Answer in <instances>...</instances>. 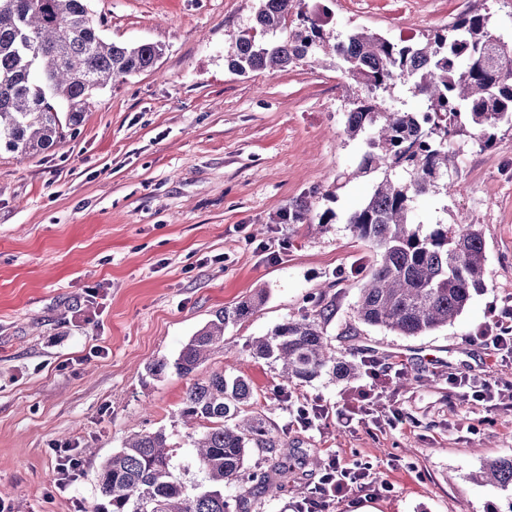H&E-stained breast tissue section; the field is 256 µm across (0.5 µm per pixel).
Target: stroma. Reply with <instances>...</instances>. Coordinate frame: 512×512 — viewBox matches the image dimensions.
<instances>
[{
  "label": "stroma",
  "instance_id": "stroma-1",
  "mask_svg": "<svg viewBox=\"0 0 512 512\" xmlns=\"http://www.w3.org/2000/svg\"><path fill=\"white\" fill-rule=\"evenodd\" d=\"M468 0H333L337 32L366 27L419 41ZM259 0H91L107 38L161 44L157 65L104 90L76 132L41 155L0 151V507L93 512L94 475L137 432H164L177 476L206 483L180 408L191 379L173 367L214 313L257 299L196 371L240 375L288 438L299 494L263 497L294 512L329 458L368 467L371 483L329 512H506L512 493L473 481L512 456V404L465 401L448 375L512 381V362L473 343L493 309L512 302V131L492 148L457 144L450 196L426 194L415 214L478 226L486 287L454 323L400 336L358 320L363 270L378 258L347 219L373 183L352 172L365 150L344 133L355 85L333 67L301 63L245 76L224 64ZM310 199L312 223L291 224ZM328 214L327 223L318 215ZM324 309L339 356L374 358L388 374L355 411L365 378L324 375L282 386L248 341ZM166 369L151 373L156 362ZM319 407L311 427L299 407ZM403 422L393 425L392 411ZM68 444L83 474L55 491L53 450Z\"/></svg>",
  "mask_w": 512,
  "mask_h": 512
}]
</instances>
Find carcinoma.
Listing matches in <instances>:
<instances>
[{"mask_svg":"<svg viewBox=\"0 0 512 512\" xmlns=\"http://www.w3.org/2000/svg\"><path fill=\"white\" fill-rule=\"evenodd\" d=\"M325 0H262L248 31L224 54L237 74L285 69L303 60H332L356 85L345 134L366 150L357 174L373 176L372 193L348 218L353 233L374 244L380 259L367 274L355 305L358 318L403 336H420L454 321L473 293L485 287L486 253L474 224L433 225L411 220L414 202L429 192L448 195L455 184L457 139L492 143L512 130V40L495 37L491 16L472 8L424 40L394 42L369 29L341 36L329 27ZM90 0H0V148L19 155L44 153L75 130L106 88L155 67L156 43L107 39ZM399 86L423 101L398 106ZM305 201L288 206L290 224L310 220ZM244 301L215 312L181 349L176 371L188 377L224 350V331L252 314ZM252 356L280 366L287 385L331 374L349 382L360 366L336 355L315 316L288 319L250 343ZM180 416L206 431L193 441L206 488L191 492L175 475L162 432L137 433L95 475L106 504L96 512H242L246 496L224 497V485L258 480L274 497L294 487L296 473L281 452L287 440L254 407L241 376L215 371L189 387ZM271 461L270 472L246 473L250 449ZM486 484L512 488V456L483 465Z\"/></svg>","mask_w":512,"mask_h":512,"instance_id":"carcinoma-1","label":"carcinoma"}]
</instances>
